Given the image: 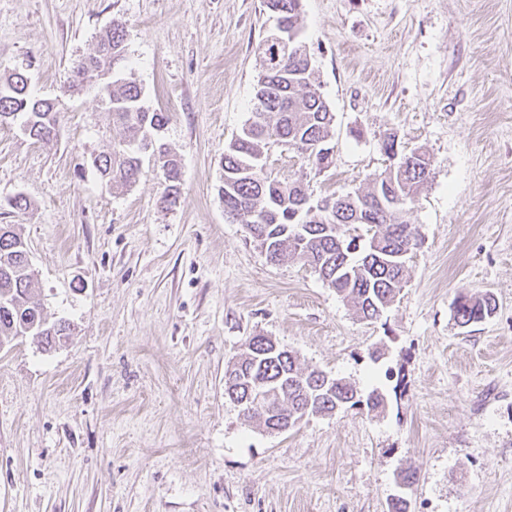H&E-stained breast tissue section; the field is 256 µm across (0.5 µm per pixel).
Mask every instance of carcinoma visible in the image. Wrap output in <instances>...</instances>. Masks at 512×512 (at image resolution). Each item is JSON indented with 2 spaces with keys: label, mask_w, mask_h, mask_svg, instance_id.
I'll list each match as a JSON object with an SVG mask.
<instances>
[{
  "label": "carcinoma",
  "mask_w": 512,
  "mask_h": 512,
  "mask_svg": "<svg viewBox=\"0 0 512 512\" xmlns=\"http://www.w3.org/2000/svg\"><path fill=\"white\" fill-rule=\"evenodd\" d=\"M276 17V27L258 45L261 72L256 85L252 117L224 148V183L220 195L224 213L246 225L256 245H267L266 257L285 258L314 269L322 281L336 290L357 315L376 320L392 304L405 285L404 253L418 248V234L405 215L428 184V162L412 151L398 155L394 168L376 177L367 189L335 199V210L311 214L298 205L308 192L300 178L268 174L264 160L274 147L295 151L307 165L321 172L334 164L331 145L334 114L315 84L314 68L301 38V0H263ZM281 41L279 59L273 61L271 42ZM126 59L124 23L100 36L94 51L71 68L67 90L78 93L87 78L107 65L120 72ZM108 111L112 122L124 130V139L112 151L96 156L92 165L112 188L123 190L142 174L145 157L162 164L168 181L160 197L163 205L176 202L180 187V163L158 133L168 123L164 112L146 107L140 84L131 78H112ZM17 113L30 122L28 136L48 144L56 136L59 109L53 99L35 98L28 91V77L13 71L0 81V115ZM314 142L325 153L304 154ZM393 186L392 202L380 205L377 192ZM34 272L26 242L13 225H0V344L19 335L22 324L33 326L25 335L42 348H50L69 335L70 325L51 322L32 300ZM496 304L489 293L462 295L455 305L458 326L467 327L490 317ZM234 378H224V395L243 394L257 380L267 383L275 400L288 414L330 413L363 406L375 412L385 406L376 390L362 395L349 382L319 369L300 367L290 351L273 350L271 340L253 336L240 354Z\"/></svg>",
  "instance_id": "1"
}]
</instances>
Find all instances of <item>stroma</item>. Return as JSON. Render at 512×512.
Masks as SVG:
<instances>
[{
  "instance_id": "stroma-1",
  "label": "stroma",
  "mask_w": 512,
  "mask_h": 512,
  "mask_svg": "<svg viewBox=\"0 0 512 512\" xmlns=\"http://www.w3.org/2000/svg\"><path fill=\"white\" fill-rule=\"evenodd\" d=\"M116 18L146 105L169 117L168 207L160 168L122 192L100 180L91 162L123 130L94 88L64 92ZM275 24L261 0H0V75L23 70L60 109L47 145L0 127V224L28 244L35 301L71 324L49 351L0 346V512H389L401 493L409 512H512V0L302 2L335 163L275 148L269 172L323 199L367 188L387 135L431 160L407 283L374 321L224 213V148ZM482 292L494 315L459 327L457 298ZM258 334L379 390L384 411L263 431L224 395Z\"/></svg>"
}]
</instances>
